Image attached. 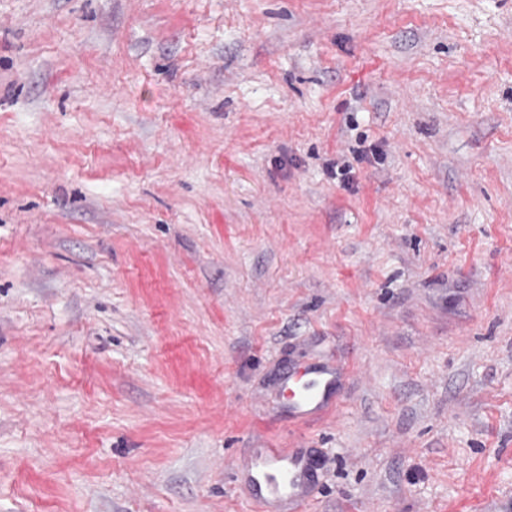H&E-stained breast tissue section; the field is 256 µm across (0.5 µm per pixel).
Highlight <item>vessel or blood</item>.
<instances>
[{
    "label": "vessel or blood",
    "mask_w": 512,
    "mask_h": 512,
    "mask_svg": "<svg viewBox=\"0 0 512 512\" xmlns=\"http://www.w3.org/2000/svg\"><path fill=\"white\" fill-rule=\"evenodd\" d=\"M315 384L300 387L296 376H288L282 391L290 411L306 416L329 408V392L336 381L334 371L314 367ZM239 476L253 501L269 512H295L303 505L318 479L314 460L303 449L289 452L278 448H258L239 467Z\"/></svg>",
    "instance_id": "vessel-or-blood-1"
}]
</instances>
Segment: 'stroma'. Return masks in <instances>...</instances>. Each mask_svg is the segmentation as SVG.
<instances>
[{
	"instance_id": "stroma-1",
	"label": "stroma",
	"mask_w": 512,
	"mask_h": 512,
	"mask_svg": "<svg viewBox=\"0 0 512 512\" xmlns=\"http://www.w3.org/2000/svg\"><path fill=\"white\" fill-rule=\"evenodd\" d=\"M266 446L512 512V0H0V512H265ZM308 375L318 378L317 383L300 388L298 381ZM336 382V372L324 367H310L302 376L289 375L282 386V393L288 399L290 411L297 416L323 412L330 407L329 392Z\"/></svg>"
}]
</instances>
